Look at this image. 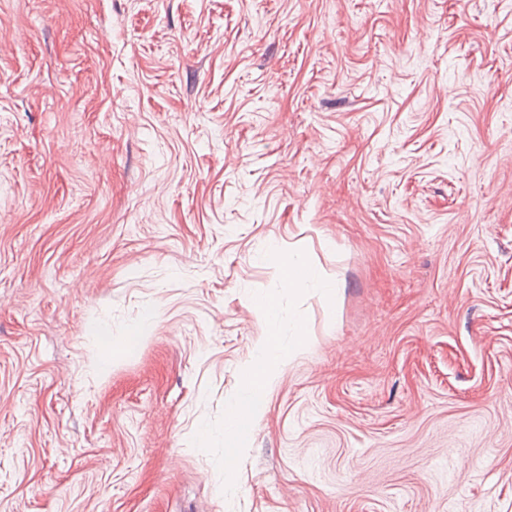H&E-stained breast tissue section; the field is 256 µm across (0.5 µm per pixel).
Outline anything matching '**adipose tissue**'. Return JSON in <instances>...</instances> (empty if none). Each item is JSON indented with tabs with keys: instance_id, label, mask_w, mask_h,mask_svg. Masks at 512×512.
Returning a JSON list of instances; mask_svg holds the SVG:
<instances>
[{
	"instance_id": "obj_1",
	"label": "adipose tissue",
	"mask_w": 512,
	"mask_h": 512,
	"mask_svg": "<svg viewBox=\"0 0 512 512\" xmlns=\"http://www.w3.org/2000/svg\"><path fill=\"white\" fill-rule=\"evenodd\" d=\"M267 257L280 270L282 283L288 290L313 288L326 298L335 297L336 281L322 277L304 262L301 255L273 248L268 250ZM293 331V340L289 346H281L270 336L265 337L258 345L249 364L250 381L230 404L233 419L224 427L226 441H237L243 434L242 424L255 420L264 393L271 380L279 373L288 352H298L306 347L308 340L302 323H294Z\"/></svg>"
}]
</instances>
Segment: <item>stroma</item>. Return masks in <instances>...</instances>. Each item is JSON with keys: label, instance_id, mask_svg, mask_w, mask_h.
<instances>
[{"label": "stroma", "instance_id": "stroma-1", "mask_svg": "<svg viewBox=\"0 0 512 512\" xmlns=\"http://www.w3.org/2000/svg\"><path fill=\"white\" fill-rule=\"evenodd\" d=\"M0 512H512V0H0ZM265 255L280 270L283 286L288 288V291L313 288L326 298L332 299L336 296V281L322 277L304 262L301 255L274 248L266 251ZM293 340L288 348L281 346L271 336L265 337L256 348L255 354L249 363L250 381L237 398L229 403L228 409L238 417V421L230 419L224 427V440L237 441L244 430L239 429L242 424L254 421L258 408L264 398V393L271 380L280 371L285 358L292 352L303 350L307 343V336L300 321L293 323Z\"/></svg>", "mask_w": 512, "mask_h": 512}]
</instances>
